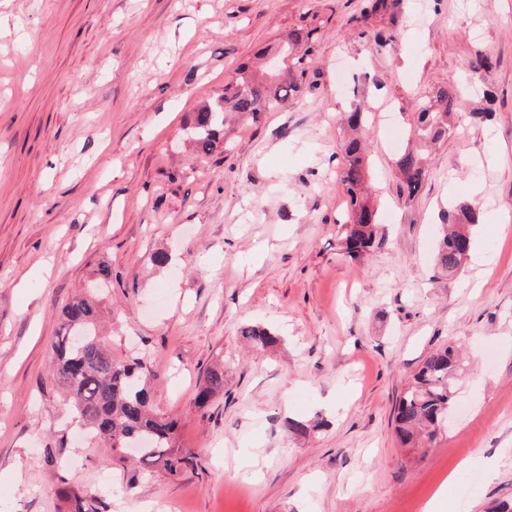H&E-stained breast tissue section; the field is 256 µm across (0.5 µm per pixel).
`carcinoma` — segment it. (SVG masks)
<instances>
[{"label":"carcinoma","mask_w":512,"mask_h":512,"mask_svg":"<svg viewBox=\"0 0 512 512\" xmlns=\"http://www.w3.org/2000/svg\"><path fill=\"white\" fill-rule=\"evenodd\" d=\"M400 7V0H364L361 16L385 14ZM313 31L288 35V40L261 52L290 59L283 69L265 70L256 76L243 65L236 77L224 84V94L195 112L190 136L198 151L207 155L216 147L217 131L229 112L272 111L295 96L306 82L308 60L314 52ZM491 56L477 50L467 60L474 71L492 68ZM463 104L452 88L439 87L416 104L411 134L417 145L397 160L399 193L408 200L419 195L426 177L428 148L448 139ZM346 123L351 134L339 146L342 164L339 182L350 198V220L344 225L341 246L352 259L382 250L388 237L379 223L378 209L366 193L369 174L367 146L362 131L368 113L355 108ZM479 223V209L460 202L448 209L442 233L434 252V267L439 272H457L469 255L471 227ZM112 271L101 265L95 272L94 290L75 295L61 311V331L51 344L53 363L49 379L66 390L78 417L88 433L119 456L124 448H137L146 466L163 464L171 477L193 464V455L175 449L177 421L152 410L151 383L157 371L139 360H118L112 355L99 325L98 294L111 287ZM241 336L257 349L275 344L278 336L265 329L246 325ZM458 347L452 343L429 353L419 364L399 400L395 433L403 448H420L433 443L448 429L453 392L450 380L458 367ZM224 389V371L212 369L199 385L196 402L205 406ZM325 426L286 417L281 427L293 435H305ZM68 512H100V501L79 494H67Z\"/></svg>","instance_id":"carcinoma-1"}]
</instances>
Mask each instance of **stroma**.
I'll list each match as a JSON object with an SVG mask.
<instances>
[{
    "label": "stroma",
    "mask_w": 512,
    "mask_h": 512,
    "mask_svg": "<svg viewBox=\"0 0 512 512\" xmlns=\"http://www.w3.org/2000/svg\"><path fill=\"white\" fill-rule=\"evenodd\" d=\"M7 0L0 5V512H64V492L129 485L107 512H423L449 474L499 459L463 512L512 500V0ZM315 29L302 93L237 117L215 151L194 112L257 50ZM397 39L376 46L368 32ZM494 65L471 72L473 48ZM467 111L400 197L395 162L415 105L440 86ZM490 90L491 121L473 119ZM370 114V184L389 243L340 247V119ZM478 204V254L455 274L433 254L449 205ZM170 256L155 267V252ZM112 269L102 300L113 355L159 372L157 413L194 456L178 477L82 438L45 386L60 308ZM281 338L247 346L240 329ZM464 353L457 420L424 452L400 447L396 402L423 358ZM224 388L195 395L208 369ZM327 420L304 437L284 417ZM65 437L61 468L44 464Z\"/></svg>",
    "instance_id": "1"
}]
</instances>
